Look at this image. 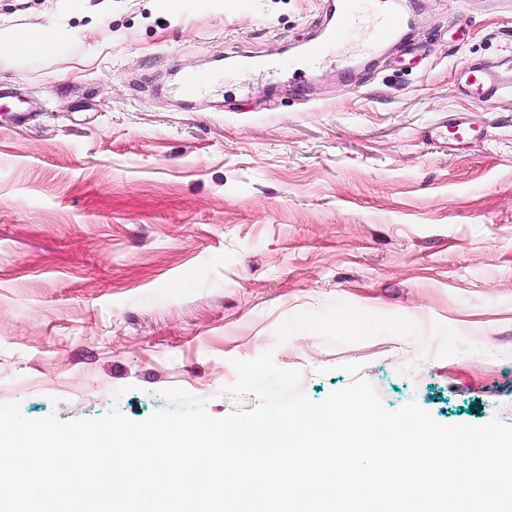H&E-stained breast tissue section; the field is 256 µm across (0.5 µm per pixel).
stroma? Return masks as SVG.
Here are the masks:
<instances>
[{
    "label": "stroma",
    "instance_id": "1",
    "mask_svg": "<svg viewBox=\"0 0 512 512\" xmlns=\"http://www.w3.org/2000/svg\"><path fill=\"white\" fill-rule=\"evenodd\" d=\"M328 2L0 0L70 29L0 60V403L141 420L179 387L220 417L269 350L314 401L359 363L388 410L512 424V92L460 85L512 68V0H410L411 43L314 71ZM465 119L483 141L447 144ZM333 301L423 340L276 344ZM468 96L486 101L504 91L512 92V76L507 78L492 68H472L462 76Z\"/></svg>",
    "mask_w": 512,
    "mask_h": 512
}]
</instances>
